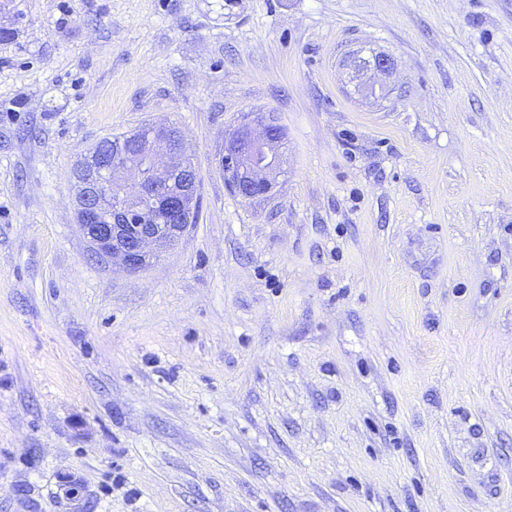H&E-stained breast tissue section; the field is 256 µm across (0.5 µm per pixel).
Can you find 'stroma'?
<instances>
[{
    "mask_svg": "<svg viewBox=\"0 0 512 512\" xmlns=\"http://www.w3.org/2000/svg\"><path fill=\"white\" fill-rule=\"evenodd\" d=\"M0 30V512H512V0H0ZM268 111L283 172L244 201L224 133ZM144 123L198 218L131 274L73 168ZM360 63H365V65L358 66L363 72L373 75L388 77L394 70L393 59L385 54H375L370 58H362L358 61V65Z\"/></svg>",
    "mask_w": 512,
    "mask_h": 512,
    "instance_id": "stroma-1",
    "label": "stroma"
}]
</instances>
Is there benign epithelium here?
<instances>
[{"instance_id": "obj_1", "label": "benign epithelium", "mask_w": 512, "mask_h": 512, "mask_svg": "<svg viewBox=\"0 0 512 512\" xmlns=\"http://www.w3.org/2000/svg\"><path fill=\"white\" fill-rule=\"evenodd\" d=\"M366 73L388 77L393 59L375 54L360 59ZM285 131L273 112H249L224 135V179L245 201L274 196L282 173ZM93 163L94 182H76L75 214L91 256L118 261L137 273L158 259L188 227L197 174L172 173L187 157L182 132L150 123L118 139Z\"/></svg>"}]
</instances>
